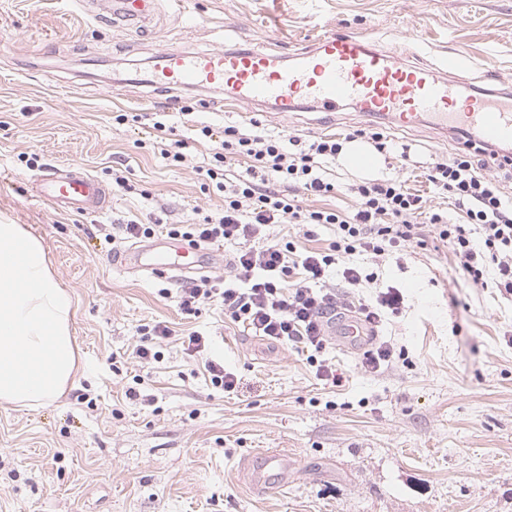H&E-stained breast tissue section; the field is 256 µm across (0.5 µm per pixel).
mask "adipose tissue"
<instances>
[{
    "label": "adipose tissue",
    "mask_w": 512,
    "mask_h": 512,
    "mask_svg": "<svg viewBox=\"0 0 512 512\" xmlns=\"http://www.w3.org/2000/svg\"><path fill=\"white\" fill-rule=\"evenodd\" d=\"M73 314L40 239L23 225L0 224L1 404L45 405L73 386Z\"/></svg>",
    "instance_id": "ef3b65f1"
}]
</instances>
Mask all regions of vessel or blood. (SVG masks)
Here are the masks:
<instances>
[{
  "label": "vessel or blood",
  "instance_id": "obj_1",
  "mask_svg": "<svg viewBox=\"0 0 512 512\" xmlns=\"http://www.w3.org/2000/svg\"><path fill=\"white\" fill-rule=\"evenodd\" d=\"M126 18L144 21L154 12V0H120ZM464 61L448 56L432 67L412 66L398 55L379 50L365 33L327 31L311 47L274 56L256 47L246 51L214 49L205 52L166 50L159 54L148 84L170 92V109H179V89L213 87L227 103L250 109L274 105L294 111L308 102L327 113L354 104L359 116L379 118L391 125H407L429 118L440 133L456 127L493 145L512 142V98H499L490 90H468L456 76ZM33 193L62 212L89 213L102 209L107 191L90 174L68 166L51 167L37 178ZM113 267L152 274L194 271V263L172 261L166 243L151 248L133 246L120 252ZM329 335L347 348L358 347L369 330L350 316L331 322ZM288 478L284 453L269 449L261 454L254 475L264 493L283 487Z\"/></svg>",
  "mask_w": 512,
  "mask_h": 512
}]
</instances>
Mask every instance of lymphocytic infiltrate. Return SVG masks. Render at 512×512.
I'll return each mask as SVG.
<instances>
[{"label":"lymphocytic infiltrate","mask_w":512,"mask_h":512,"mask_svg":"<svg viewBox=\"0 0 512 512\" xmlns=\"http://www.w3.org/2000/svg\"><path fill=\"white\" fill-rule=\"evenodd\" d=\"M213 141V162L204 172L224 195L220 212L199 224H173L170 238L192 244H232V271L225 277L190 278L178 290L185 317L198 316L202 303L221 306L233 322L253 335L279 344L303 345L315 376L339 385L335 368L320 360L326 328L337 316L357 308L363 321L379 328L386 312H398L404 302L393 286L372 302L354 304L352 291L379 279L373 266L395 249L425 247L434 237L446 247L456 267L474 288H492L512 296V189L505 164L512 151L503 146L472 142L468 129L452 134L457 150L433 158L423 175L447 207L428 205L410 191L403 170L393 175L339 187L327 165L342 151L343 142L370 140L378 152L409 161L411 147L384 134L378 124L349 127L342 137L312 142L299 136L244 131L228 125L221 133L202 127ZM245 161L246 169L231 167ZM347 190L351 210L312 208L307 196H328ZM280 224H328L336 238L327 248L298 250L294 242H268ZM337 283H329L330 273Z\"/></svg>","instance_id":"f902f5d3"}]
</instances>
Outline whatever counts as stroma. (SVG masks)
<instances>
[{
	"label": "stroma",
	"instance_id": "1",
	"mask_svg": "<svg viewBox=\"0 0 512 512\" xmlns=\"http://www.w3.org/2000/svg\"><path fill=\"white\" fill-rule=\"evenodd\" d=\"M113 2L0 0V224L40 237L73 299L80 365L51 404H0V512H512V298L467 287L446 247L403 249L377 285L355 290L403 292L380 330L397 357L372 375L328 340L322 357L344 377L335 388L305 353L260 340L221 307L184 318L177 278L112 267L131 245L123 221L189 224L222 209L198 173L210 162L203 126L254 118L310 139L362 122L348 106L325 125L310 106L245 117L215 90L184 89L169 117L184 159L169 162L145 121L166 98L141 83L161 50L284 55L325 29L370 32L412 64L464 56L462 79L477 86L490 70L492 89L512 93V0H188L183 18L158 0L144 25L114 16ZM387 133L417 165L456 149L423 120ZM59 164L106 187L103 211L62 213L33 197L35 177ZM158 321L206 334L205 358L223 360L236 391L212 386L204 358L175 340L159 360L135 358L139 326ZM132 386L138 398H126ZM263 448L288 457V484L269 495L240 469Z\"/></svg>",
	"mask_w": 512,
	"mask_h": 512
}]
</instances>
